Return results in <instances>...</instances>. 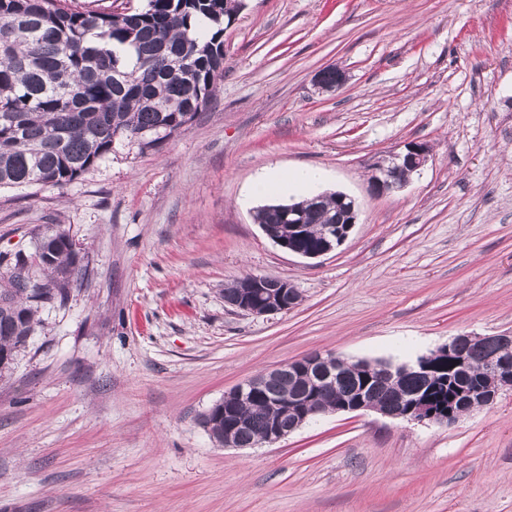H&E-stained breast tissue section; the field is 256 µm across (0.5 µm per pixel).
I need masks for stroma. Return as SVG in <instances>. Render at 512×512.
<instances>
[{
  "mask_svg": "<svg viewBox=\"0 0 512 512\" xmlns=\"http://www.w3.org/2000/svg\"><path fill=\"white\" fill-rule=\"evenodd\" d=\"M333 66L346 84L314 76ZM411 141L428 161L374 192ZM327 171L358 222L282 251L242 199L270 166ZM65 230L85 275L0 371V512H512V390L455 425L327 413L271 447L201 416L245 379L332 351L410 364L512 331V0H244L224 77L158 148L117 141L61 187L0 189V253ZM248 274L302 302L257 317ZM224 288V301L237 310L254 316H271L288 313L302 301L297 288L288 280L248 274ZM290 292H288V290ZM239 292V295H238Z\"/></svg>",
  "mask_w": 512,
  "mask_h": 512,
  "instance_id": "stroma-1",
  "label": "stroma"
}]
</instances>
